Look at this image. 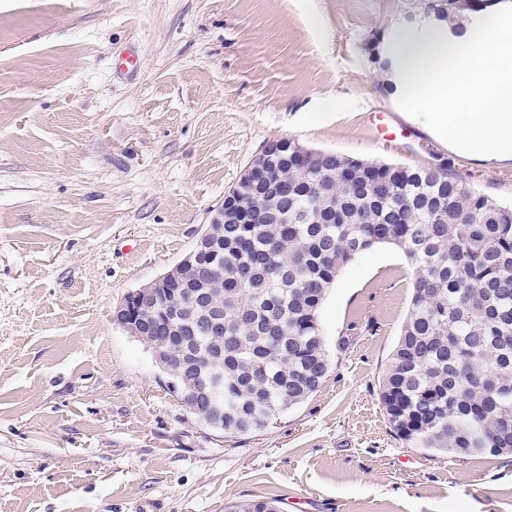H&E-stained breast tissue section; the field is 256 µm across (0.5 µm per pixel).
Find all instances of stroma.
<instances>
[{
  "label": "stroma",
  "mask_w": 512,
  "mask_h": 512,
  "mask_svg": "<svg viewBox=\"0 0 512 512\" xmlns=\"http://www.w3.org/2000/svg\"><path fill=\"white\" fill-rule=\"evenodd\" d=\"M420 0H0V512H512V454L434 455L393 431L379 383L413 273L381 245L319 310L317 392L231 442L113 320L189 251L263 145L448 161L512 203V162L435 140L386 90L373 33ZM138 52L137 70L122 59ZM381 110L406 137L378 142Z\"/></svg>",
  "instance_id": "stroma-1"
}]
</instances>
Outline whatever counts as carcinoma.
Masks as SVG:
<instances>
[{"instance_id":"obj_1","label":"carcinoma","mask_w":512,"mask_h":512,"mask_svg":"<svg viewBox=\"0 0 512 512\" xmlns=\"http://www.w3.org/2000/svg\"><path fill=\"white\" fill-rule=\"evenodd\" d=\"M288 198L256 187L258 224L215 225L221 259L208 295L183 302L204 321L224 315V360L202 331L188 377L224 369V437L269 426L317 392L330 359L318 314L342 268L377 245L398 248L413 293L379 397L413 448L472 456L512 452V206L470 189L446 162L369 163L332 150L278 164ZM227 512H280L274 499Z\"/></svg>"}]
</instances>
